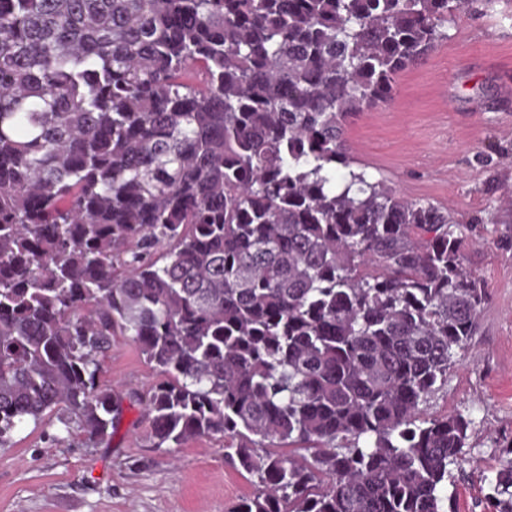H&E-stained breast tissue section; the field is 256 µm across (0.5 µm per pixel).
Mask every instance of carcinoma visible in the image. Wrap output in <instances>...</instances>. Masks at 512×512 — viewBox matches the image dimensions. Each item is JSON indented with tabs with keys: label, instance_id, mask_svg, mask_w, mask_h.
I'll return each instance as SVG.
<instances>
[{
	"label": "carcinoma",
	"instance_id": "cac0c4a2",
	"mask_svg": "<svg viewBox=\"0 0 512 512\" xmlns=\"http://www.w3.org/2000/svg\"><path fill=\"white\" fill-rule=\"evenodd\" d=\"M461 0H0V447L107 442L127 336L154 448L231 435L232 512H447L424 415L485 288L448 213L349 172L348 118ZM512 512V445L490 481ZM156 371L144 360L128 338L115 336L112 350L102 364L101 379L123 393L131 389L145 393L157 380Z\"/></svg>",
	"mask_w": 512,
	"mask_h": 512
}]
</instances>
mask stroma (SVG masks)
Masks as SVG:
<instances>
[{
	"label": "stroma",
	"instance_id": "35a3bbf8",
	"mask_svg": "<svg viewBox=\"0 0 512 512\" xmlns=\"http://www.w3.org/2000/svg\"><path fill=\"white\" fill-rule=\"evenodd\" d=\"M444 40L396 77L392 103L345 129L353 170L448 214L466 237V264L487 297L476 336L429 399L430 416L470 412L462 471L446 487L451 512H498L488 485L512 442V0H467ZM101 379L146 392L156 371L114 337ZM138 403L111 441L89 447L62 424L19 425L0 448V512H230L257 487L226 458L224 438L155 448Z\"/></svg>",
	"mask_w": 512,
	"mask_h": 512
}]
</instances>
